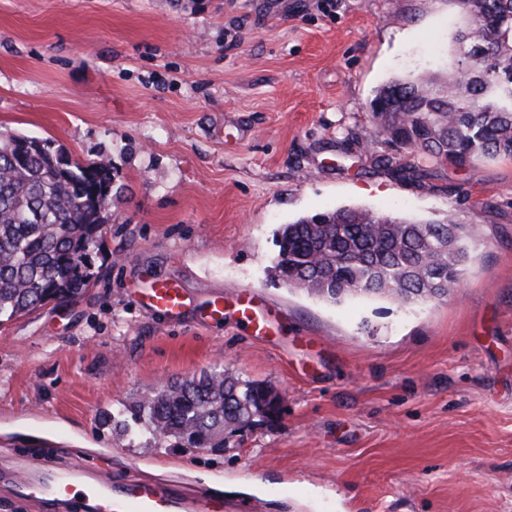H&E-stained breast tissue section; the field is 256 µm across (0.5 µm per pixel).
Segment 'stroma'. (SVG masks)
Segmentation results:
<instances>
[{
    "label": "stroma",
    "instance_id": "1",
    "mask_svg": "<svg viewBox=\"0 0 512 512\" xmlns=\"http://www.w3.org/2000/svg\"><path fill=\"white\" fill-rule=\"evenodd\" d=\"M467 23L458 0H0V132L105 158L122 188L88 290L0 323V469L62 445L252 512H512V158L397 176L369 110L391 80L454 73ZM341 207L473 228L454 294L288 287L278 228ZM168 277L177 323L144 305ZM244 288L275 306L268 335L239 321ZM216 367L279 414L221 451L103 425Z\"/></svg>",
    "mask_w": 512,
    "mask_h": 512
}]
</instances>
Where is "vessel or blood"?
<instances>
[{
	"label": "vessel or blood",
	"instance_id": "obj_1",
	"mask_svg": "<svg viewBox=\"0 0 512 512\" xmlns=\"http://www.w3.org/2000/svg\"><path fill=\"white\" fill-rule=\"evenodd\" d=\"M146 307L166 319H181L186 306L175 280L158 281L145 300ZM240 321L258 336L269 332L265 307L246 289L236 295ZM17 495L53 507L71 506L73 512H224L222 498L200 491L186 496L168 484L117 474L101 479L88 466H66L55 456L21 459L13 483Z\"/></svg>",
	"mask_w": 512,
	"mask_h": 512
}]
</instances>
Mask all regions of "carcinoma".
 <instances>
[{
	"mask_svg": "<svg viewBox=\"0 0 512 512\" xmlns=\"http://www.w3.org/2000/svg\"><path fill=\"white\" fill-rule=\"evenodd\" d=\"M456 77L393 81L371 101L395 151L466 167L512 157V0H459ZM112 218V167L73 161L49 138L0 135V319L85 293L92 254ZM472 231L450 219L417 222L367 209L323 211L278 230L275 270L291 288L333 303L354 295L410 304L445 300L470 260ZM280 396L214 368L137 404L158 447H224Z\"/></svg>",
	"mask_w": 512,
	"mask_h": 512,
	"instance_id": "1",
	"label": "carcinoma"
}]
</instances>
